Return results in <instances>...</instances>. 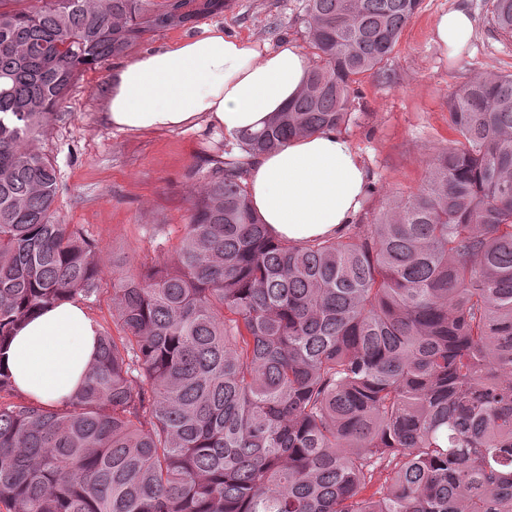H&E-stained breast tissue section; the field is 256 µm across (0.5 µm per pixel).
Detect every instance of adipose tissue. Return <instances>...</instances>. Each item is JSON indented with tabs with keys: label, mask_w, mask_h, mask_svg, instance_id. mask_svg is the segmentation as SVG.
I'll list each match as a JSON object with an SVG mask.
<instances>
[{
	"label": "adipose tissue",
	"mask_w": 512,
	"mask_h": 512,
	"mask_svg": "<svg viewBox=\"0 0 512 512\" xmlns=\"http://www.w3.org/2000/svg\"><path fill=\"white\" fill-rule=\"evenodd\" d=\"M463 8L440 14L434 39L458 50L474 35ZM312 62L292 43L260 50L221 25L137 54L108 80L103 120L120 131H165L207 122L231 135L262 126L303 86ZM368 183L360 155L339 131L288 141L250 159L253 213L283 239L333 237L352 223ZM100 328L84 306L64 300L35 314L16 333L0 367L15 389L42 405L74 396L97 360Z\"/></svg>",
	"instance_id": "ef3b65f1"
}]
</instances>
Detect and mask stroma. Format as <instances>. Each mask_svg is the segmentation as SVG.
I'll return each mask as SVG.
<instances>
[{"mask_svg":"<svg viewBox=\"0 0 512 512\" xmlns=\"http://www.w3.org/2000/svg\"><path fill=\"white\" fill-rule=\"evenodd\" d=\"M482 0H423L405 26L383 75L360 76L362 93L342 126L370 171L375 194L361 208L380 207L385 196L408 195L421 186L432 154L454 134L448 95L482 71L512 72V42L489 29ZM465 7L475 34L462 49L443 52L433 23L441 13ZM301 0H232L224 13L199 18L192 30L148 35L136 52L223 25L225 34L274 49L286 42L305 47L294 19ZM119 64L112 58L83 70L68 92L64 115L41 142L59 170V220L99 239L116 273H138L148 262L171 258L192 214L202 176L224 158V133L208 123L167 132H124L105 124L107 81Z\"/></svg>","mask_w":512,"mask_h":512,"instance_id":"35a3bbf8","label":"stroma"}]
</instances>
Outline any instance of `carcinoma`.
<instances>
[{"instance_id":"1","label":"carcinoma","mask_w":512,"mask_h":512,"mask_svg":"<svg viewBox=\"0 0 512 512\" xmlns=\"http://www.w3.org/2000/svg\"><path fill=\"white\" fill-rule=\"evenodd\" d=\"M0 0V348L103 294L39 142L79 73L228 0ZM422 0H303L306 83L255 156L349 121ZM512 41V0H486ZM417 192L335 237H272L242 163L209 171L173 260L112 276L83 391L0 403V512H512V73L448 97Z\"/></svg>"}]
</instances>
